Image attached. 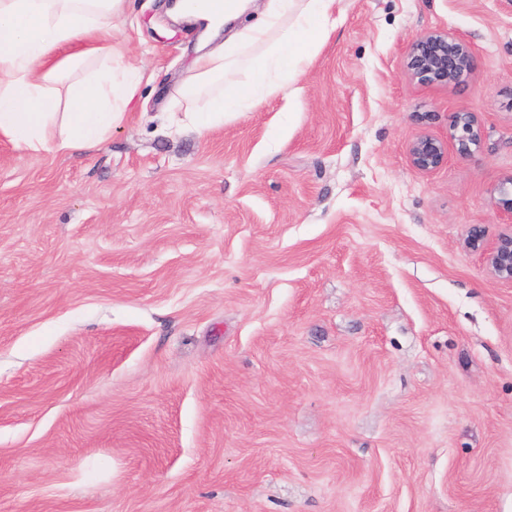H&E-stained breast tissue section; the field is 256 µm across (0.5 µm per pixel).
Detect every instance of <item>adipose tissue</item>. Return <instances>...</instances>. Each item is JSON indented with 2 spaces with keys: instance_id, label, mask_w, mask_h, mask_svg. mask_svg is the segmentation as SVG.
<instances>
[{
  "instance_id": "adipose-tissue-1",
  "label": "adipose tissue",
  "mask_w": 512,
  "mask_h": 512,
  "mask_svg": "<svg viewBox=\"0 0 512 512\" xmlns=\"http://www.w3.org/2000/svg\"><path fill=\"white\" fill-rule=\"evenodd\" d=\"M124 0H0V135L23 153L97 148L120 125L144 78L119 21ZM263 19L196 56L178 95L199 130L249 112L280 88L302 108L298 81L336 28V0H224L173 14L207 24V36L252 9ZM101 67L85 73L89 59ZM74 76L65 96L55 84Z\"/></svg>"
}]
</instances>
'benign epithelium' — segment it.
<instances>
[{
	"mask_svg": "<svg viewBox=\"0 0 512 512\" xmlns=\"http://www.w3.org/2000/svg\"><path fill=\"white\" fill-rule=\"evenodd\" d=\"M471 67V54L466 44L448 33L432 31L416 37L409 46L405 69L424 84L455 83ZM453 139L464 152L471 151L480 141L477 121L470 112H457L452 121ZM413 166L430 172L444 164L448 143L431 135H420L409 146ZM498 206L512 215V175L505 177L497 188ZM488 262L494 274L512 281V229L503 232L488 249Z\"/></svg>",
	"mask_w": 512,
	"mask_h": 512,
	"instance_id": "7a95c632",
	"label": "benign epithelium"
}]
</instances>
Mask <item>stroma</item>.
Returning a JSON list of instances; mask_svg holds the SVG:
<instances>
[{"instance_id": "obj_1", "label": "stroma", "mask_w": 512, "mask_h": 512, "mask_svg": "<svg viewBox=\"0 0 512 512\" xmlns=\"http://www.w3.org/2000/svg\"><path fill=\"white\" fill-rule=\"evenodd\" d=\"M166 10L126 0L149 79L101 149L0 136V512H512V281L464 246L512 222V0H337L301 111L204 132ZM434 30L457 83L404 70ZM471 67V54L463 41L447 32L432 31L416 37L405 59L407 73L430 85L455 83ZM453 139L457 141L461 151H471V145L477 146L480 133L477 121L471 112H456L452 121ZM459 133V135H457ZM409 156L415 168L433 171L444 164L448 157V143L431 135H420L409 146Z\"/></svg>"}]
</instances>
